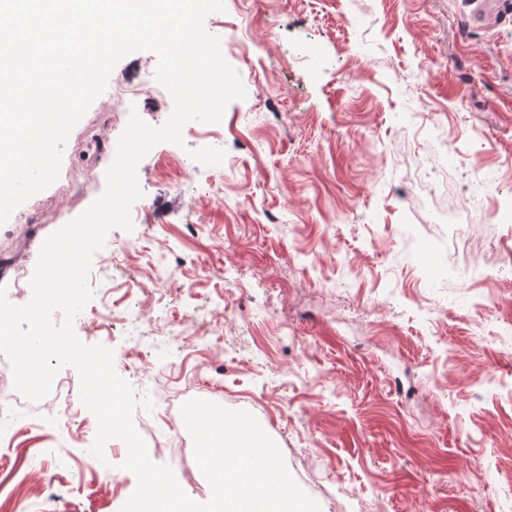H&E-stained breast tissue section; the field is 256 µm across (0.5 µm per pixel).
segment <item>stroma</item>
Segmentation results:
<instances>
[{
  "label": "stroma",
  "instance_id": "obj_1",
  "mask_svg": "<svg viewBox=\"0 0 512 512\" xmlns=\"http://www.w3.org/2000/svg\"><path fill=\"white\" fill-rule=\"evenodd\" d=\"M205 26L247 96L140 162L142 220L107 235L132 279L113 289L97 252L74 320L151 398L138 433L193 460L164 401L201 399L252 413L321 512H512V21L480 0H227ZM151 94L113 98L111 142L131 113L166 122L170 93ZM103 106L0 226V256H25L0 276L20 303L45 238L105 189ZM206 146L220 165L191 158ZM128 299L143 320L100 329ZM96 423L5 419L0 512H42L50 487L69 512H120L137 478L115 439L104 486Z\"/></svg>",
  "mask_w": 512,
  "mask_h": 512
}]
</instances>
